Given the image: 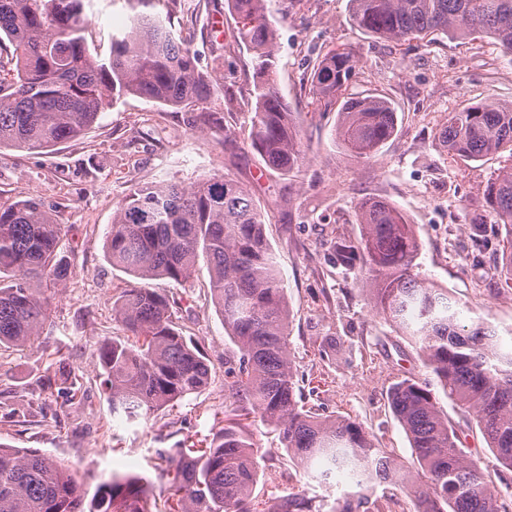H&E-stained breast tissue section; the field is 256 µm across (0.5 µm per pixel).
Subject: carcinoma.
Instances as JSON below:
<instances>
[{"instance_id": "cac0c4a2", "label": "carcinoma", "mask_w": 512, "mask_h": 512, "mask_svg": "<svg viewBox=\"0 0 512 512\" xmlns=\"http://www.w3.org/2000/svg\"><path fill=\"white\" fill-rule=\"evenodd\" d=\"M129 24L112 35L110 55L86 46L91 20L85 0H0V46L9 43L13 77L0 80V149L42 150L81 137L106 100L132 95L170 107L208 101L211 74L174 23L198 15L201 0H124ZM235 41L252 55L254 106L250 146L282 173L302 165L299 129L282 95L275 29L265 0H226ZM362 30L393 41L444 34L491 37L512 52V0H351ZM360 60L333 50L309 79L311 102L340 103L336 137L353 156L372 158L396 133V110L377 95L352 96L347 84ZM440 136L454 156L478 160L508 153L485 188L496 223L506 229L500 263L512 283V105L477 104L448 113ZM266 216L252 194L226 175L190 186L136 187L112 220L106 252L112 264L141 279L180 281L199 259L208 264L212 301L239 356L224 369V417L212 439L176 449L163 504L152 501L142 476H114L90 510L72 473L36 450L0 444V512H321L316 498L290 493L269 505L253 497L258 449L247 420L278 432L288 454L311 478L317 460L359 475V487L385 486L374 512H393L397 491L413 512H512V352L498 350L489 322H457L448 291L420 277L421 242L414 225L389 203L359 209L360 238L337 239L336 260L360 276L370 303L419 350L425 367L457 411L485 439L504 488L462 448L427 379L393 384L391 409L414 454L407 465L361 423L303 409L289 352V308L283 279L264 231ZM67 246L50 212L30 199L0 205V345L23 346L38 336L46 309L40 288L72 274ZM127 335L99 351L112 413L128 421L201 392L211 369L172 318L169 298L126 288L112 301ZM364 494L344 496L334 512H369Z\"/></svg>"}]
</instances>
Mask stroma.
Masks as SVG:
<instances>
[{
    "instance_id": "stroma-1",
    "label": "stroma",
    "mask_w": 512,
    "mask_h": 512,
    "mask_svg": "<svg viewBox=\"0 0 512 512\" xmlns=\"http://www.w3.org/2000/svg\"><path fill=\"white\" fill-rule=\"evenodd\" d=\"M90 12L88 49L108 57L112 32L128 10L123 0H93ZM266 13L277 31L281 91L304 145L305 161L290 174L268 168L247 141L249 56L231 43L234 20L225 0H203L199 20L182 14L176 20L202 68L222 58L216 79L234 88L238 111H221L215 101L183 110L129 96L100 112L77 140L39 151L0 150V205L43 203L70 248L73 270L45 289L48 313L34 346L0 350V443L65 465L87 496L112 476L139 474L164 501L169 463L158 453L211 439L224 413V363L237 351L210 299L206 261L187 279L148 281L175 300V320L197 341L211 380L200 393L138 421L113 414L101 388L99 348L124 335L112 298L138 281L111 264L105 245L112 217L134 187L225 174L250 189L268 217L265 232L286 288L289 351L306 406L362 423L403 460L412 450L388 392L426 370L414 345L375 314L355 274L336 262L335 239L360 236L361 202L382 199L404 212L422 244L421 276L492 323L502 349L512 348V287L502 284L499 268L505 232L494 227L484 197L501 160L450 155L438 136L449 113L464 106L512 104V55L491 38L431 44L378 38L354 25L350 0H266ZM333 49L360 60L349 92L386 97L397 110V132L373 158H355L338 144L336 106L315 112L306 106L309 65ZM204 112L209 122L201 121ZM61 370L75 378L77 396L44 391V380ZM251 432L260 469L255 497L270 502L303 492L332 512L337 498L353 491L350 483L308 478L262 421Z\"/></svg>"
}]
</instances>
